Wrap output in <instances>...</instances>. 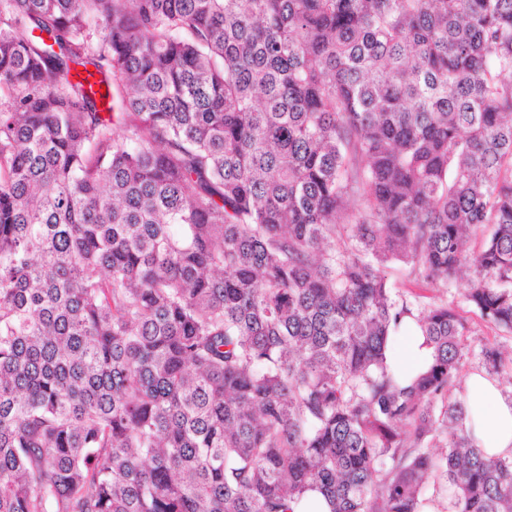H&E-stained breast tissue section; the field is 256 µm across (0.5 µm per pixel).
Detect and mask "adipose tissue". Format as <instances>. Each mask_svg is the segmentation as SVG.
<instances>
[{"instance_id":"obj_1","label":"adipose tissue","mask_w":512,"mask_h":512,"mask_svg":"<svg viewBox=\"0 0 512 512\" xmlns=\"http://www.w3.org/2000/svg\"><path fill=\"white\" fill-rule=\"evenodd\" d=\"M462 426L489 457L512 454V400L502 396L497 381L484 373L470 376Z\"/></svg>"}]
</instances>
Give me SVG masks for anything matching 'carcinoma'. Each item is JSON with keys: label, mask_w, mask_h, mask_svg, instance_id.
Masks as SVG:
<instances>
[{"label": "carcinoma", "mask_w": 512, "mask_h": 512, "mask_svg": "<svg viewBox=\"0 0 512 512\" xmlns=\"http://www.w3.org/2000/svg\"><path fill=\"white\" fill-rule=\"evenodd\" d=\"M393 265L512 334V0H0V512H512Z\"/></svg>", "instance_id": "1"}]
</instances>
